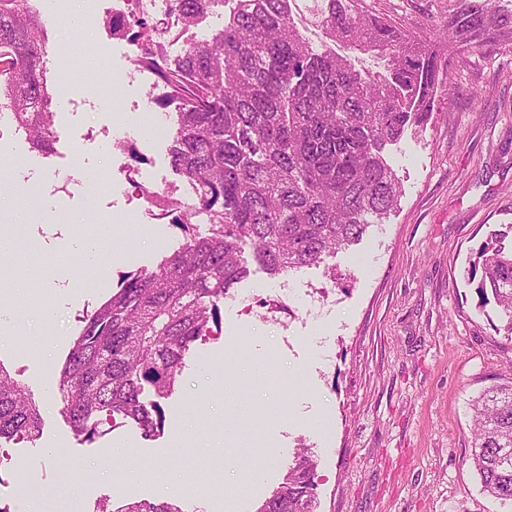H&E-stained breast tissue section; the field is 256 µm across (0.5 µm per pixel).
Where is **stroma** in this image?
I'll use <instances>...</instances> for the list:
<instances>
[{
    "label": "stroma",
    "instance_id": "1",
    "mask_svg": "<svg viewBox=\"0 0 512 512\" xmlns=\"http://www.w3.org/2000/svg\"><path fill=\"white\" fill-rule=\"evenodd\" d=\"M370 12L429 31L458 0H363ZM72 0L69 20L47 23L48 86L55 112L50 153L0 139V363L31 390L42 416L36 441H0V503L40 512L15 490L21 471L82 498L168 502L190 512H256L299 448L316 461L315 512H504L470 461L469 401L512 368V342L495 304L481 305L464 269L502 225L512 224V41L449 54L447 94L421 128L384 157L399 180L396 208L357 244L323 265L271 276L244 247L239 301L194 343L165 425L144 437L129 419L87 442L61 414L59 370L82 319L124 276L153 269L184 243L172 224L141 233L124 168L181 185L169 134L88 106L102 68L121 73L134 53L112 44ZM126 125L138 158L112 160L89 140ZM323 292L325 301L310 305ZM247 343L263 375L241 373ZM120 449L110 465L102 451ZM274 454L253 471L256 451Z\"/></svg>",
    "mask_w": 512,
    "mask_h": 512
}]
</instances>
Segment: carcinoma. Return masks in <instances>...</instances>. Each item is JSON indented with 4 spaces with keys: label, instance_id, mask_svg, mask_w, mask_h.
<instances>
[{
    "label": "carcinoma",
    "instance_id": "cac0c4a2",
    "mask_svg": "<svg viewBox=\"0 0 512 512\" xmlns=\"http://www.w3.org/2000/svg\"><path fill=\"white\" fill-rule=\"evenodd\" d=\"M28 0H0V108L48 150L55 134L45 58L46 28ZM228 0H176L195 20ZM223 28L163 65L146 52L179 103L170 147L175 170L197 186L196 211L209 233L191 232L189 212L170 213L189 234L155 268L126 276L117 292L83 318L60 371L61 412L91 441L99 420L120 416L149 437L164 427L151 389H174L190 346L219 324L218 303L247 275L241 253L273 276L317 265L358 241L384 218L400 189L383 157L409 124L422 126L449 90L447 54L512 39V10L459 0L430 36L362 9L358 0H314L319 26L334 43L372 52L389 75L363 74L352 58L317 53L302 36L293 0H233ZM481 304L495 303L512 341V225L479 245L469 269ZM472 465L482 488L512 507V377L493 379L471 403ZM41 415L24 383L0 365V439L35 440ZM317 463L299 450L282 485L257 512H315ZM97 512H181L134 501Z\"/></svg>",
    "mask_w": 512,
    "mask_h": 512
}]
</instances>
